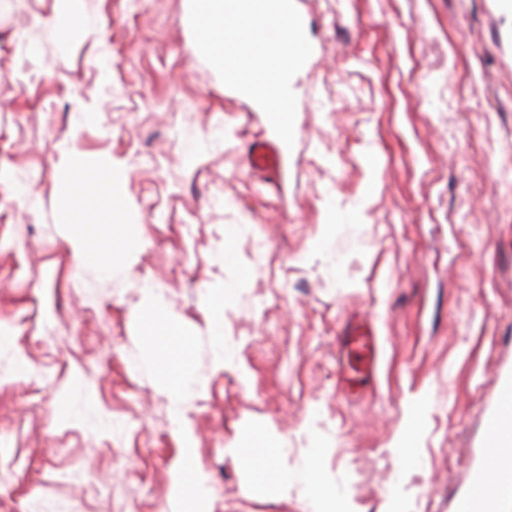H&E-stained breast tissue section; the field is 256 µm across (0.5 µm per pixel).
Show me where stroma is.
Segmentation results:
<instances>
[{"label":"stroma","instance_id":"obj_1","mask_svg":"<svg viewBox=\"0 0 512 512\" xmlns=\"http://www.w3.org/2000/svg\"><path fill=\"white\" fill-rule=\"evenodd\" d=\"M188 5L0 0V512H177L187 440L209 512H308L237 457L257 429L338 482L333 512H458L512 379V17L296 0L312 54L271 180L245 147L276 134L196 56ZM75 150L111 161L139 238L108 277L70 245ZM149 287L193 344L178 419L137 365ZM357 324L376 363L352 389ZM78 386L111 429L69 417Z\"/></svg>","mask_w":512,"mask_h":512}]
</instances>
